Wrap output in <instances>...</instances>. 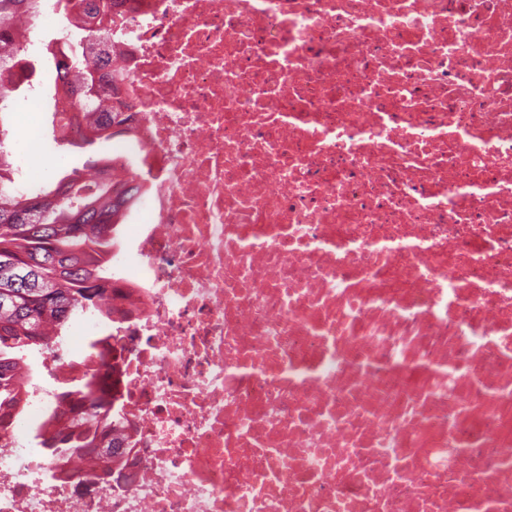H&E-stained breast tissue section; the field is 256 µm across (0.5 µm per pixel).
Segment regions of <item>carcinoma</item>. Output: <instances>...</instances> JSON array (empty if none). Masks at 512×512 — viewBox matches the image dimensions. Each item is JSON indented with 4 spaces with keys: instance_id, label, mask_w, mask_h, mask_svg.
I'll return each mask as SVG.
<instances>
[{
    "instance_id": "obj_1",
    "label": "carcinoma",
    "mask_w": 512,
    "mask_h": 512,
    "mask_svg": "<svg viewBox=\"0 0 512 512\" xmlns=\"http://www.w3.org/2000/svg\"><path fill=\"white\" fill-rule=\"evenodd\" d=\"M43 0H0V112L10 97L7 83L35 74L23 48V23ZM59 13L78 24L77 36L50 49L51 60L64 70L52 85V100L68 101L71 116L85 131L69 139L64 125L52 123L55 143L84 151L98 142L131 136L132 115L115 112L110 101L116 79L109 58H87L84 41L105 42L112 29L105 24L104 0H57ZM0 116V436L24 419L26 347L45 354L59 350V336L71 320L88 313H106L112 296L108 282L119 224L139 200L143 185L134 177L119 178L116 156L88 160L20 190L12 179V153ZM120 423L112 402L99 395L93 374L75 380L60 396L35 438L56 466L102 456L111 444H126L122 456L106 466L114 480L135 464L136 450L115 436Z\"/></svg>"
}]
</instances>
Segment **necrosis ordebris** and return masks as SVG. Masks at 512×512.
<instances>
[{"label": "necrosis or debris", "mask_w": 512, "mask_h": 512, "mask_svg": "<svg viewBox=\"0 0 512 512\" xmlns=\"http://www.w3.org/2000/svg\"><path fill=\"white\" fill-rule=\"evenodd\" d=\"M146 185L98 380L107 487L33 433L0 512H512V0H113ZM52 0L26 45L63 42Z\"/></svg>", "instance_id": "obj_1"}]
</instances>
